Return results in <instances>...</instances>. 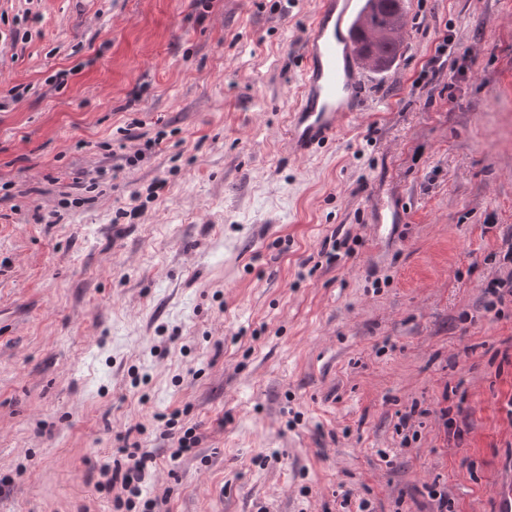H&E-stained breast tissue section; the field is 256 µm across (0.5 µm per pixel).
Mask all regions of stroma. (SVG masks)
Wrapping results in <instances>:
<instances>
[{"label": "stroma", "mask_w": 512, "mask_h": 512, "mask_svg": "<svg viewBox=\"0 0 512 512\" xmlns=\"http://www.w3.org/2000/svg\"><path fill=\"white\" fill-rule=\"evenodd\" d=\"M402 5L395 65L298 158L318 0H0V512H116L98 469L135 444L161 512H496L512 0Z\"/></svg>", "instance_id": "35a3bbf8"}]
</instances>
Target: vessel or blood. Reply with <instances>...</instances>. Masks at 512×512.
Listing matches in <instances>:
<instances>
[{"label": "vessel or blood", "mask_w": 512, "mask_h": 512, "mask_svg": "<svg viewBox=\"0 0 512 512\" xmlns=\"http://www.w3.org/2000/svg\"><path fill=\"white\" fill-rule=\"evenodd\" d=\"M358 12L356 0H320L303 52L301 94L288 118L286 140L294 155L331 142L357 110L356 90L370 73L351 39Z\"/></svg>", "instance_id": "b4317fda"}]
</instances>
